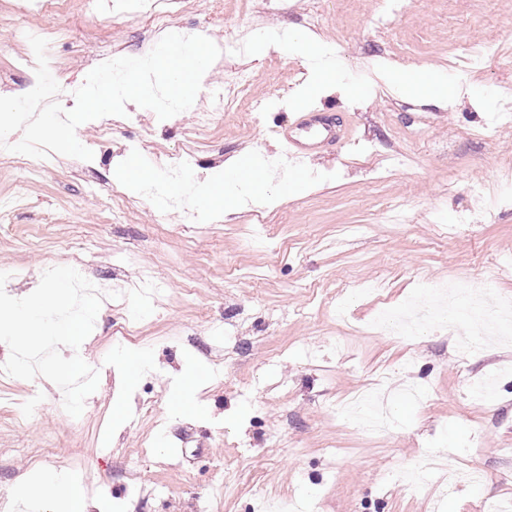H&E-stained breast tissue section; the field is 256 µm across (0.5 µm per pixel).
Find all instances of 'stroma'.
<instances>
[{
    "label": "stroma",
    "mask_w": 512,
    "mask_h": 512,
    "mask_svg": "<svg viewBox=\"0 0 512 512\" xmlns=\"http://www.w3.org/2000/svg\"><path fill=\"white\" fill-rule=\"evenodd\" d=\"M395 27L378 24L379 0H268L264 12L244 0H199L180 18L182 28L223 44L225 33L253 35L259 50L238 57L258 80L251 97L267 102L256 124L226 110L208 137L195 129L204 89L224 83L216 59L192 109L174 121L141 112L140 131L155 153L184 146L197 151L190 181L172 189L181 208L166 223L132 174L126 149L136 131L116 125L107 158L90 170L60 158L37 179L0 156V197L23 188L25 201L9 229H0V272L22 269L12 297L33 292L49 264L85 266L88 274L137 289L143 273L161 288L164 303L138 321V344L112 338V324L128 310L100 311L85 361L100 369L97 389L79 417L58 404L51 381L34 385L0 377V416L39 389V416L0 425V488L21 478L36 484L44 470L32 458L52 449L58 467L74 472L93 512H109L128 480L142 489L123 512H202L216 479L224 481L217 512H253L266 490L303 502L307 512H483L486 498L512 501V378L494 401L471 399L473 379L512 367V335L479 352L462 354L457 336L421 320L410 336H387L369 325L383 306L406 307L431 285L512 298V123L490 125L512 111V0H400ZM24 0H0V92L29 86L18 66L28 52L24 29L52 33L51 51L68 75L82 76L113 50L138 57L160 36L120 16L85 17L81 0L58 12L27 11ZM307 34L327 50L333 88L313 89L312 69L288 41ZM490 44L481 65L468 51ZM389 77L418 71L452 76L456 103H431L396 94L377 96L374 66ZM329 102L349 125V142L323 148L287 193L270 186L263 224L253 209L216 224L182 230L184 209L203 210L199 195L224 175L227 159L277 170V132L295 113ZM402 157L399 166L389 158ZM125 186L128 223L116 224L90 180ZM501 192L491 205V192ZM376 281L375 295L349 297L348 321L328 306L347 283ZM144 353L151 368L129 380L116 352ZM196 385L183 408L172 398L186 375ZM410 383L425 401L397 402L390 428L364 431L336 409L378 380ZM156 396L157 427L145 432L133 397ZM190 424L186 442L166 436L169 425ZM151 447L135 467L125 451L143 438ZM435 454L444 469L429 472L416 493L399 480L402 468Z\"/></svg>",
    "instance_id": "1"
}]
</instances>
